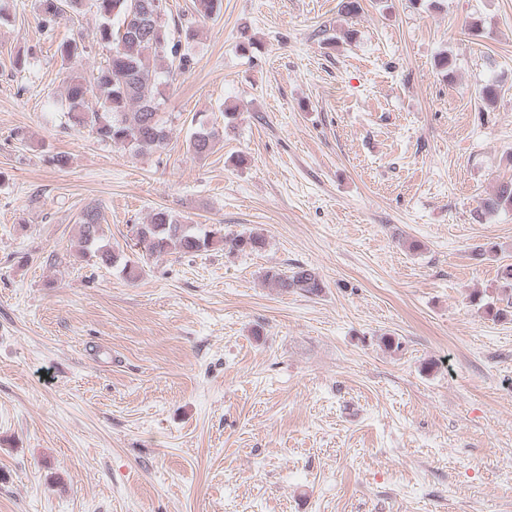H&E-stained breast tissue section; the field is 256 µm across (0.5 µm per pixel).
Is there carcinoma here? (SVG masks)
Listing matches in <instances>:
<instances>
[{
  "label": "carcinoma",
  "mask_w": 512,
  "mask_h": 512,
  "mask_svg": "<svg viewBox=\"0 0 512 512\" xmlns=\"http://www.w3.org/2000/svg\"><path fill=\"white\" fill-rule=\"evenodd\" d=\"M89 6L100 19L92 41L107 51L104 64L91 77L74 72L66 89L67 118L71 126L85 129L98 142L118 148L151 147L164 150L169 138L159 115V74H184L192 71L196 57L192 51L195 30L187 26L171 32L162 21L163 0H38L41 13L57 17L63 7L79 11ZM222 0H194L196 13L211 17L220 12ZM62 62L70 65L85 52L84 39H73L59 46ZM220 131L200 123L194 129L188 151L201 158L214 149ZM512 209V181L501 183L495 193L479 203L483 214ZM82 255L95 257L106 265L123 263L131 280L140 277L144 266L124 259L107 246L99 245L103 230L99 212L88 209L79 224ZM265 245L264 235L224 232V225L200 227L185 224L171 212L159 209L146 224L137 225L135 246L146 255L160 256L175 250L194 255L222 248L230 253H251ZM264 277L283 290L316 294L322 288L314 270L297 267L286 273L269 269Z\"/></svg>",
  "instance_id": "cac0c4a2"
}]
</instances>
